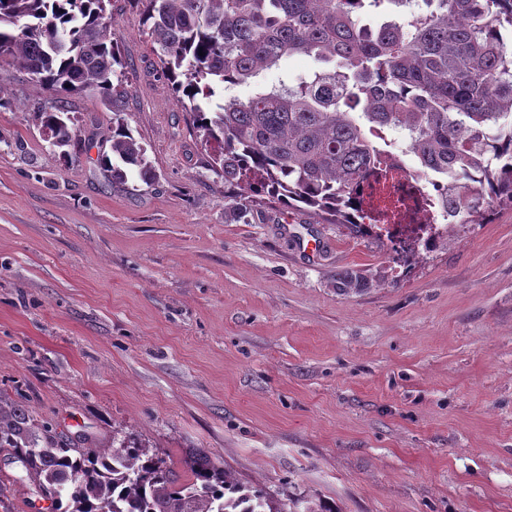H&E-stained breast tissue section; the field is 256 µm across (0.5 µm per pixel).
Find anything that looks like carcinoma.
<instances>
[{"label": "carcinoma", "instance_id": "cac0c4a2", "mask_svg": "<svg viewBox=\"0 0 512 512\" xmlns=\"http://www.w3.org/2000/svg\"><path fill=\"white\" fill-rule=\"evenodd\" d=\"M111 0H0V60L51 94L93 91L113 112L114 180H147L146 149L120 116L124 72ZM139 0L161 73L205 143L217 146L224 210L256 195L312 208L373 233L353 187L384 153L414 155L454 224L512 207V0ZM378 15L370 24L367 18ZM326 69L236 94L286 60ZM42 134L81 143L57 106L37 111ZM367 283L346 272L336 288ZM0 454L13 484L54 512H336L309 499L274 500L198 452L181 479L131 435L107 448L37 423L0 394Z\"/></svg>", "mask_w": 512, "mask_h": 512}]
</instances>
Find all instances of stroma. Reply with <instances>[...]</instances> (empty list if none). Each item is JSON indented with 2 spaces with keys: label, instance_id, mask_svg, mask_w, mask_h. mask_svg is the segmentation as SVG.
Segmentation results:
<instances>
[{
  "label": "stroma",
  "instance_id": "35a3bbf8",
  "mask_svg": "<svg viewBox=\"0 0 512 512\" xmlns=\"http://www.w3.org/2000/svg\"><path fill=\"white\" fill-rule=\"evenodd\" d=\"M108 12L124 117L154 177L101 174L112 113L0 63V393L93 447L130 433L186 474L202 450L275 498L337 512H512V209L410 267L392 244L224 175L159 71L135 0ZM372 282L341 294L336 277ZM37 116L44 139L49 143L52 139H59L66 143L65 146H70L71 143L81 144L78 131L69 126L70 118L64 109L57 106L42 108L37 111Z\"/></svg>",
  "mask_w": 512,
  "mask_h": 512
}]
</instances>
